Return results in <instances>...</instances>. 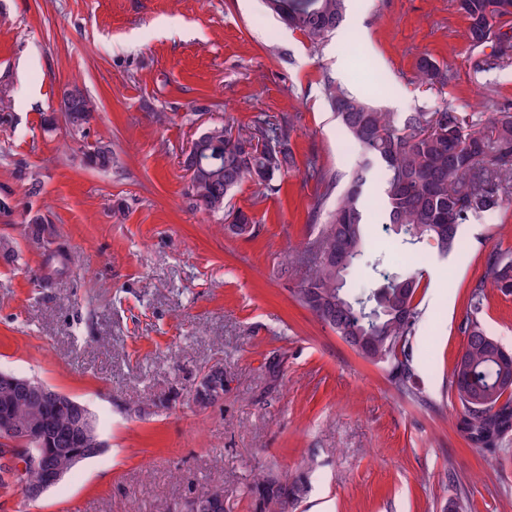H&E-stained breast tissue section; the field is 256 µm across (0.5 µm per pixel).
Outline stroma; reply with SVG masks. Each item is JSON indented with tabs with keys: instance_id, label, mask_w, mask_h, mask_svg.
<instances>
[{
	"instance_id": "stroma-1",
	"label": "stroma",
	"mask_w": 512,
	"mask_h": 512,
	"mask_svg": "<svg viewBox=\"0 0 512 512\" xmlns=\"http://www.w3.org/2000/svg\"><path fill=\"white\" fill-rule=\"evenodd\" d=\"M468 26L456 0H349L315 46L266 0H0V240L16 252L0 260V372L83 403L105 444L33 505L0 490V512H174L214 487L224 512H273L247 493L258 473L294 486L287 512H512V433L471 445L448 384L469 288L489 251L512 248V207L463 225L445 257L397 247L381 217L367 228L350 289L375 261L423 274L418 402L297 301L300 273H281L316 233L325 186L308 162L348 173L362 156L327 81L401 114L487 123L512 102V54L472 46ZM423 55L447 82L418 79ZM74 84L94 105L80 132L60 111ZM260 114L291 118L294 165L279 190L233 193L257 221L239 237L193 207L184 160L210 127ZM103 145L111 168L89 166ZM36 215L52 245L23 237ZM483 320L512 349V294L490 290ZM215 365L224 398L197 409L189 391Z\"/></svg>"
}]
</instances>
